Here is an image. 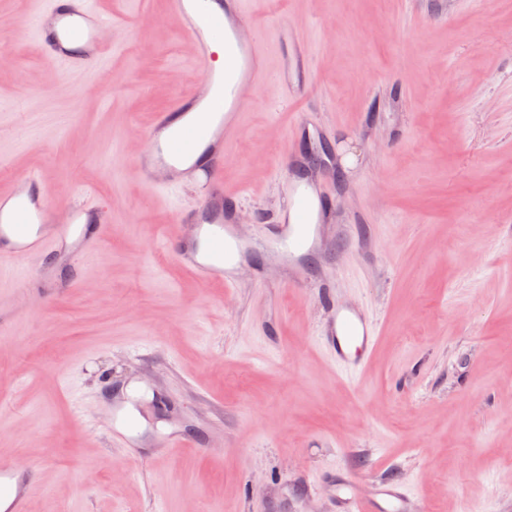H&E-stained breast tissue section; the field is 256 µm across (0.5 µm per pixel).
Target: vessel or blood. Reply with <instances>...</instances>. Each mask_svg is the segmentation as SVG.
I'll return each mask as SVG.
<instances>
[{
    "label": "vessel or blood",
    "mask_w": 512,
    "mask_h": 512,
    "mask_svg": "<svg viewBox=\"0 0 512 512\" xmlns=\"http://www.w3.org/2000/svg\"><path fill=\"white\" fill-rule=\"evenodd\" d=\"M242 0H167L180 34L191 52L199 83L189 94L176 96L156 113L145 134L146 149L136 163L140 181L154 193L170 185L190 183L197 189L195 205L179 209L177 223L189 229L175 262L207 281L223 276L225 287L233 276L222 275L218 265L241 247L239 212L235 198L224 194V158L241 134L240 107L255 94L266 70V55L243 24ZM111 16L94 8L90 0H43L35 20L36 41L53 79L99 68L112 51L106 30L115 27ZM231 47L235 76L214 62L215 44ZM53 191L35 172L13 183L10 194L0 196V272L21 266L33 257L57 265L61 256L88 261L99 250L112 221L106 200L69 203L58 213ZM287 212L292 220L274 225L270 246L290 259L303 250L318 225L302 192H294ZM329 310L320 342L339 368L358 375L376 348L379 324L357 305L324 296ZM14 466L0 465V501L7 512H26V496L12 490ZM336 512H416L409 491L391 481L366 483L342 472L333 491Z\"/></svg>",
    "instance_id": "obj_1"
}]
</instances>
